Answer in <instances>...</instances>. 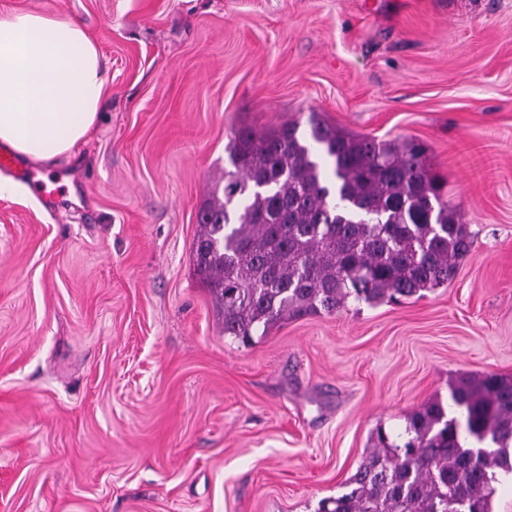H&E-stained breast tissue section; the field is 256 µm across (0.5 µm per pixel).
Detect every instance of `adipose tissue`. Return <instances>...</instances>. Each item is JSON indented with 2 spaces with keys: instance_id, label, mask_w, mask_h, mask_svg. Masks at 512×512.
<instances>
[{
  "instance_id": "ef3b65f1",
  "label": "adipose tissue",
  "mask_w": 512,
  "mask_h": 512,
  "mask_svg": "<svg viewBox=\"0 0 512 512\" xmlns=\"http://www.w3.org/2000/svg\"><path fill=\"white\" fill-rule=\"evenodd\" d=\"M106 97L97 45L80 25L0 12V145L32 162L71 156Z\"/></svg>"
}]
</instances>
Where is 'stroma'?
<instances>
[{
    "label": "stroma",
    "instance_id": "35a3bbf8",
    "mask_svg": "<svg viewBox=\"0 0 512 512\" xmlns=\"http://www.w3.org/2000/svg\"><path fill=\"white\" fill-rule=\"evenodd\" d=\"M80 23L108 75L48 189L0 197V512H316L376 431L512 377V0H0ZM317 112L413 137L474 235L400 305L225 337L193 270L234 130Z\"/></svg>",
    "mask_w": 512,
    "mask_h": 512
}]
</instances>
